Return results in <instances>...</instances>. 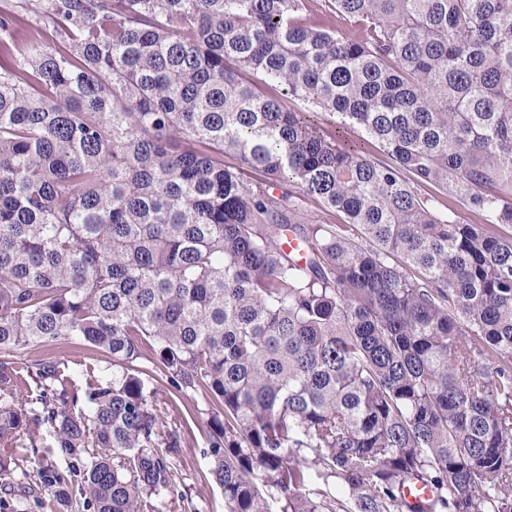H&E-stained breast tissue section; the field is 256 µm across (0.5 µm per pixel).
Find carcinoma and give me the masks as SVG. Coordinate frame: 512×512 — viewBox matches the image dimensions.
<instances>
[{
  "label": "carcinoma",
  "instance_id": "obj_1",
  "mask_svg": "<svg viewBox=\"0 0 512 512\" xmlns=\"http://www.w3.org/2000/svg\"><path fill=\"white\" fill-rule=\"evenodd\" d=\"M0 54V512L185 498L199 392L224 512H512V0H20ZM18 358L35 361L43 358L68 360V365L77 385L84 382L86 369L94 368L95 371L110 366L104 355L94 351L82 342H73L63 345H38L18 352ZM17 444L18 448H16V452L20 458H31L32 460L35 458L44 457V461H51L58 465L59 467L65 466V461L56 455L49 454L47 448H35L36 452L33 453L34 448H30V437L27 434V431L22 430L20 434L17 436ZM38 450V451H37Z\"/></svg>",
  "mask_w": 512,
  "mask_h": 512
}]
</instances>
